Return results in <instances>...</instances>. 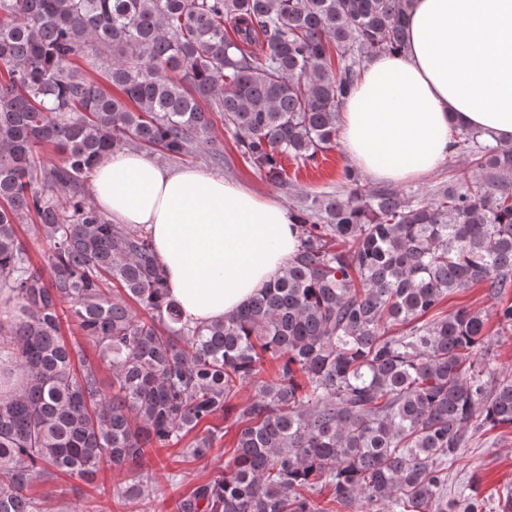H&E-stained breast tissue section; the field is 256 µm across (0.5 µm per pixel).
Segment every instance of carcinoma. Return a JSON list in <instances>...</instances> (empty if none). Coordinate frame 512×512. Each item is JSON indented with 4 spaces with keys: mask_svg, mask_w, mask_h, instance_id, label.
<instances>
[{
    "mask_svg": "<svg viewBox=\"0 0 512 512\" xmlns=\"http://www.w3.org/2000/svg\"><path fill=\"white\" fill-rule=\"evenodd\" d=\"M411 3L0 0V512H40L35 486L107 467L129 474L113 499L142 500L150 451L186 439L181 457L204 459L229 417L224 471L176 512H482L472 484L448 496V469L512 428V369L493 365L481 311L440 308L512 289V146L460 130L471 175L428 194L345 168L344 190L288 210L293 258L208 325L183 320L149 233L87 192L129 148L223 164L218 120L289 185L286 160L336 146L365 63L405 46ZM13 378L21 391L1 390Z\"/></svg>",
    "mask_w": 512,
    "mask_h": 512,
    "instance_id": "carcinoma-1",
    "label": "carcinoma"
}]
</instances>
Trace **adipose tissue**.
I'll return each mask as SVG.
<instances>
[{
  "label": "adipose tissue",
  "mask_w": 512,
  "mask_h": 512,
  "mask_svg": "<svg viewBox=\"0 0 512 512\" xmlns=\"http://www.w3.org/2000/svg\"><path fill=\"white\" fill-rule=\"evenodd\" d=\"M407 42L373 57L342 112L340 142L371 179L436 171L454 130L512 144V0H413ZM114 222L149 231L185 317L236 313L294 256L287 209L223 177L170 170L148 153L110 155L92 180Z\"/></svg>",
  "instance_id": "1"
}]
</instances>
